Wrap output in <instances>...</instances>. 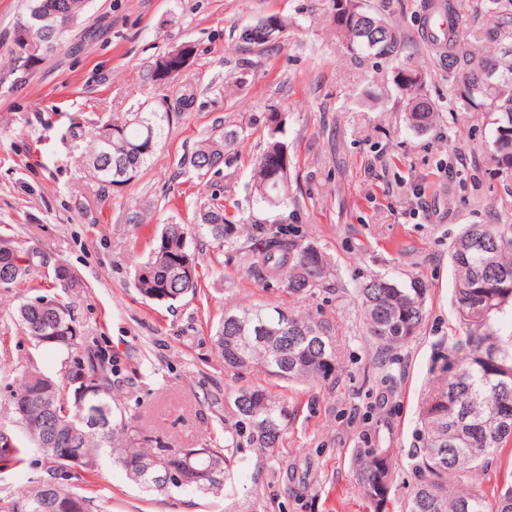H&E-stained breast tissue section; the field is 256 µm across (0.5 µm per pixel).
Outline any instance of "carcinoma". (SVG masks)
<instances>
[{"instance_id":"1","label":"carcinoma","mask_w":512,"mask_h":512,"mask_svg":"<svg viewBox=\"0 0 512 512\" xmlns=\"http://www.w3.org/2000/svg\"><path fill=\"white\" fill-rule=\"evenodd\" d=\"M90 0H28L26 15L44 3L67 5L71 14L82 17ZM336 30L350 52L360 59H399L402 40L384 13L365 6V16L354 20L335 0ZM446 25L436 33L430 46L448 79L459 81L458 100L463 107L512 106V44L480 59L467 50L456 25L461 15L454 0H446ZM278 31H265V18L253 22L254 33L240 40L248 45L277 43L287 27L278 15ZM381 21L385 28L381 42L367 41V24ZM180 63L172 58L157 60L150 74L152 82L165 85L180 74ZM489 69L497 70L492 85L483 83ZM397 67L394 83L405 97L409 126L424 132L436 119L435 102L422 92V83L401 80ZM198 87L188 82L179 87L167 108L137 109L121 119L101 118L94 122L86 169L91 179L103 187L130 186L151 163L161 144L172 113L189 110ZM284 121L277 112L265 116L266 139L251 172L250 188L255 203L263 210L288 208V171L280 146L285 144ZM244 134L238 126H228L202 139L178 162L179 169L198 179L217 174L226 163V149ZM196 224L172 222L162 225L147 257L136 264L135 285L146 299L171 306L199 290L200 275H189L185 258L197 266L189 248L195 232L209 237L218 246L232 236V221L224 204L210 201L201 206ZM253 243L247 251L249 267L264 279L282 282L293 294L320 285L333 271L330 257L313 241L289 233L288 218L252 221ZM452 305L465 335L454 339L448 350L436 356L432 374L437 386L426 393L420 407L421 446L413 453L414 483L406 512H486L485 498L473 488V481L497 450L512 444V328L504 329V316L512 314V236L494 224L467 227L453 242ZM42 265L36 252H21L0 245V279L10 285ZM366 331L380 350L390 352L412 340L426 316V288L420 281L408 283L373 277L357 289ZM64 313L57 314L32 301L22 304L18 319L37 345L64 356L63 363L77 356L81 331L65 328L76 323L69 306L56 300ZM279 308L241 306L224 313L214 342L224 355V364L236 370L261 368L288 383H316L334 378L337 371L336 345L328 328L320 321L291 316L288 330L278 321ZM67 329L68 341L49 338ZM87 372L104 387L98 396L110 411L109 425L95 428L88 422L87 406H79L68 375L53 379L37 368L21 375L11 394L13 419L24 438L0 432V471L25 461L29 448L39 451L48 467V479L31 486L17 497L0 498V512H57L55 503L75 500L79 512H104L103 506L70 484L71 471L98 470L105 458L121 468L129 481L146 491L193 490L215 494L232 486L235 479L234 450L227 444L211 448L214 460L211 475L188 485L146 481L147 467L163 471L181 461L183 448L152 447L121 412L112 398V384L104 361L85 358ZM238 416L253 427L252 440L261 448L275 447L282 428L275 401L260 389H241L234 398ZM82 449V459L73 461L67 452ZM356 476L375 512H386L393 479V456L389 448H359L354 454Z\"/></svg>"}]
</instances>
